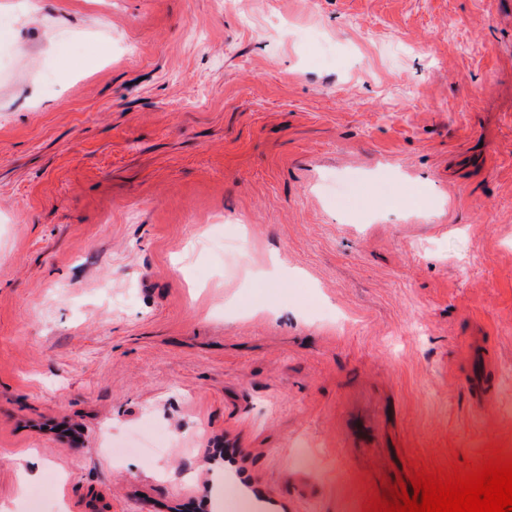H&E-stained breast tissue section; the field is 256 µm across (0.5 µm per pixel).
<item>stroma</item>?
Wrapping results in <instances>:
<instances>
[{
	"mask_svg": "<svg viewBox=\"0 0 512 512\" xmlns=\"http://www.w3.org/2000/svg\"><path fill=\"white\" fill-rule=\"evenodd\" d=\"M0 0V512H361L501 447L512 0ZM148 425L165 458L117 462Z\"/></svg>",
	"mask_w": 512,
	"mask_h": 512,
	"instance_id": "obj_1",
	"label": "stroma"
}]
</instances>
